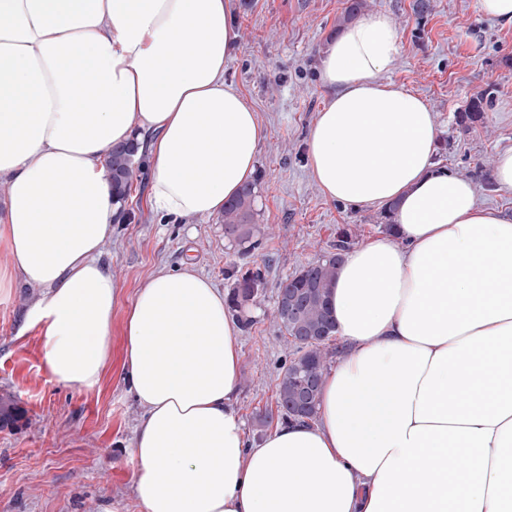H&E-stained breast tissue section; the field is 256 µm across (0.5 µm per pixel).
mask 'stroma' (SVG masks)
<instances>
[{
    "label": "stroma",
    "instance_id": "obj_1",
    "mask_svg": "<svg viewBox=\"0 0 512 512\" xmlns=\"http://www.w3.org/2000/svg\"><path fill=\"white\" fill-rule=\"evenodd\" d=\"M414 0H367L399 34L400 51L387 80L425 99L435 116L436 165L471 181L479 205L512 215V192L497 189L493 161L512 149V25L483 17L477 0H432L423 16ZM241 51L224 75L251 102L267 130L255 178L254 222L269 262V288L251 310L255 324L236 338L240 348L237 412L250 443L267 434L258 416L275 403L291 348L274 318V282L331 251L337 229L353 245L383 236V208L327 198L313 180L305 138L326 91L320 57L346 0H234ZM493 93L485 122L470 129L455 114L481 90ZM149 174L139 171L121 223L113 225L101 259L128 303L158 270L184 263L229 290L224 276L232 249L220 217L188 223L161 220L148 207ZM36 289L0 288V512H140L133 493L137 463L130 442L143 411L124 377L123 313L112 315L111 355L91 388L57 382L44 362V327L27 322Z\"/></svg>",
    "mask_w": 512,
    "mask_h": 512
}]
</instances>
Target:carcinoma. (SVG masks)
<instances>
[{
  "mask_svg": "<svg viewBox=\"0 0 512 512\" xmlns=\"http://www.w3.org/2000/svg\"><path fill=\"white\" fill-rule=\"evenodd\" d=\"M488 108V93H476L462 111L457 113L458 126L468 129L483 121ZM138 144L131 142L112 151L109 176L119 200L129 196L132 187L133 165ZM255 186L245 188L232 202L224 206V234L236 236L241 241L238 259L230 262L235 270V281L227 299L229 308L241 319V327L250 329L254 321L241 318L239 298L255 299L266 288L267 266L252 259L253 253L261 249L260 240L254 238L253 202ZM349 248V234L343 230L338 235L333 251L314 262L296 270L277 283L275 318L282 336L296 346L295 357L282 367V377L277 384L276 409H265L259 415L262 425L272 423L274 416L288 419V402L296 390L295 373L308 377L315 384L321 383L329 354L328 343L334 338V324L328 308V296L344 252ZM303 300L299 320H288L285 303L294 297Z\"/></svg>",
  "mask_w": 512,
  "mask_h": 512,
  "instance_id": "cac0c4a2",
  "label": "carcinoma"
}]
</instances>
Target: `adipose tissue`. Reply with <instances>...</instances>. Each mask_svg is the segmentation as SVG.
I'll return each instance as SVG.
<instances>
[{
    "label": "adipose tissue",
    "instance_id": "1",
    "mask_svg": "<svg viewBox=\"0 0 512 512\" xmlns=\"http://www.w3.org/2000/svg\"><path fill=\"white\" fill-rule=\"evenodd\" d=\"M240 50L232 0H0V286L41 289L27 318L56 381L94 386L110 357L113 148L139 142L167 218L220 214L254 180L266 130L224 80ZM398 52L375 12L320 62L312 177L330 199L394 205L396 232L344 255L329 307L346 352L314 423L250 444L240 324L192 264L126 308L141 512H512V216L435 168L433 112L382 78Z\"/></svg>",
    "mask_w": 512,
    "mask_h": 512
}]
</instances>
